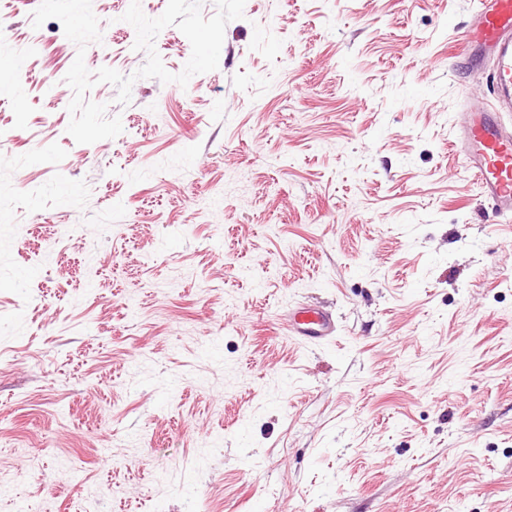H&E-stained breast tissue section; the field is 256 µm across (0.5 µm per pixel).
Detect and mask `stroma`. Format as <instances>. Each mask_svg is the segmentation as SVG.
Segmentation results:
<instances>
[{"label":"stroma","instance_id":"stroma-1","mask_svg":"<svg viewBox=\"0 0 512 512\" xmlns=\"http://www.w3.org/2000/svg\"><path fill=\"white\" fill-rule=\"evenodd\" d=\"M476 0H246L76 143L0 0V512H512V222L463 169ZM92 0L89 70L147 60ZM298 306L334 339L289 335Z\"/></svg>","mask_w":512,"mask_h":512}]
</instances>
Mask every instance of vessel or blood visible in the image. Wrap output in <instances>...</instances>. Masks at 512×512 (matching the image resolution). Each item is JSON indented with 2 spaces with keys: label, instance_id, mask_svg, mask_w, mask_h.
I'll return each mask as SVG.
<instances>
[{
  "label": "vessel or blood",
  "instance_id": "b4317fda",
  "mask_svg": "<svg viewBox=\"0 0 512 512\" xmlns=\"http://www.w3.org/2000/svg\"><path fill=\"white\" fill-rule=\"evenodd\" d=\"M465 54L487 68L490 100L462 106L458 114L463 164L496 213L512 218V0H478ZM336 329L326 309L302 308L288 317L290 335L309 343L331 338Z\"/></svg>",
  "mask_w": 512,
  "mask_h": 512
}]
</instances>
